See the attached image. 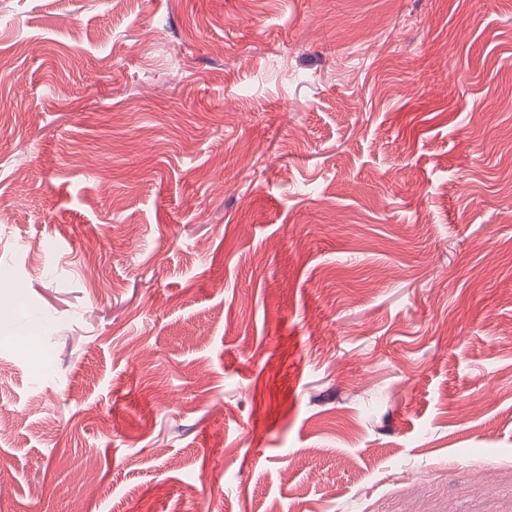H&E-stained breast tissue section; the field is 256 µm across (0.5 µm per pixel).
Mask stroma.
<instances>
[{"instance_id":"obj_1","label":"stroma","mask_w":512,"mask_h":512,"mask_svg":"<svg viewBox=\"0 0 512 512\" xmlns=\"http://www.w3.org/2000/svg\"><path fill=\"white\" fill-rule=\"evenodd\" d=\"M0 64V512H512V0H0Z\"/></svg>"}]
</instances>
